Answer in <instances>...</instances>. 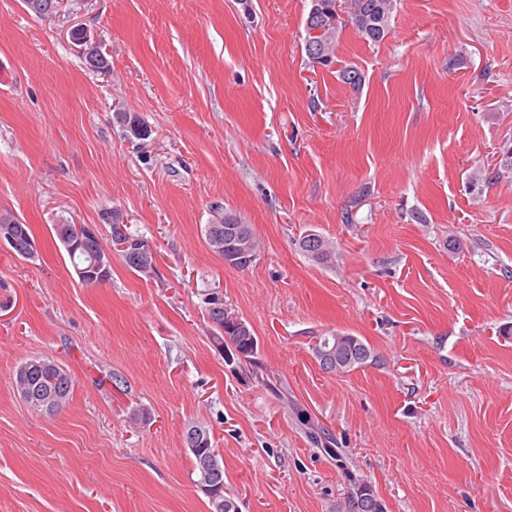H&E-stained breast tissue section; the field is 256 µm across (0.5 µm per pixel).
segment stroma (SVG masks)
I'll use <instances>...</instances> for the list:
<instances>
[{"label": "stroma", "instance_id": "stroma-1", "mask_svg": "<svg viewBox=\"0 0 512 512\" xmlns=\"http://www.w3.org/2000/svg\"><path fill=\"white\" fill-rule=\"evenodd\" d=\"M309 5L0 0V212L37 244L0 243V512H210L191 424L239 512H345L362 482L386 512H512V174L491 176L512 151V0H397L380 44L346 30L327 69L307 63ZM115 209L157 272L116 253L84 287L54 227L96 226L108 248ZM225 212L261 242L248 267L207 245ZM309 231L331 264L300 250ZM213 292L253 362L213 346ZM336 333L376 361L324 371L313 347ZM38 356L74 377L52 415L12 389ZM73 31L77 32L79 35L78 38L75 39V42L80 46V52L86 65L89 68L97 69L100 60L97 40L91 37L83 28H75ZM191 433H198L199 436H201V439H203L202 443L200 442L196 445L191 444ZM185 442L193 456L194 471L197 475L196 482L198 485L200 483H205L207 477L216 476L210 478L209 482L207 481V485H204V487L209 488L212 491L219 492L221 483L218 477H222L223 487L219 497L214 498L213 496L205 493L212 505V512H239L238 506L233 497L224 491V460L222 457H220L219 453L216 452L212 444L209 430L202 425H190L186 430ZM224 504L229 506L231 505V510H224Z\"/></svg>", "mask_w": 512, "mask_h": 512}]
</instances>
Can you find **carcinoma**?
I'll return each instance as SVG.
<instances>
[{
    "mask_svg": "<svg viewBox=\"0 0 512 512\" xmlns=\"http://www.w3.org/2000/svg\"><path fill=\"white\" fill-rule=\"evenodd\" d=\"M355 5L354 10L347 12V16L336 15V35H341L343 29L350 25L358 37L369 43L377 44L391 32V17L396 8V0H350ZM341 81L352 89L360 88L363 75L354 66H346L339 70ZM222 227L221 238L217 239L212 233L213 225L205 226L206 241L212 252L224 259V262L232 267L244 268L250 262L236 261L228 258L224 252V241L233 235H243L252 244H257L253 228L249 224H226L218 221ZM10 228L14 230L20 247L12 248V251L24 259L35 257L33 252H25L22 247L28 245V237L32 236L30 226L21 222L12 213H0V231ZM86 225L56 224L54 231L59 242L64 247L72 267L81 284L91 287L100 284L112 276V266L106 267V272H96L92 265V257L97 253H106L98 238H88L85 235ZM112 243L115 250L121 253L126 266L131 271L144 277H149L155 270V259L149 244L140 237L131 233L112 234ZM208 317L214 328L212 341L228 357L250 358L256 355L257 340L249 329H242L233 320H228L222 314L208 311ZM339 346L342 356L339 361L337 374L348 373L361 367L368 360L376 358L374 351L361 339L350 334H336L322 336L313 346L315 357H320L327 349ZM25 364L29 365L28 378L23 380L15 377L17 392L26 388H36V392L50 396L46 403L39 401H26L30 407L37 411L53 413L61 409L70 399L74 388V379L70 372L58 361L49 357H34ZM300 421L309 430L313 442L322 445L325 452L338 458L340 452L331 447L329 436L318 428L315 423L304 413L299 414ZM185 442L189 448L194 463V471L197 475V483L205 482L206 478L224 476V460L216 452L209 430L202 425L188 426L185 434ZM347 512H384L383 504L374 494L373 490L363 485L357 488L355 496L348 501Z\"/></svg>",
    "mask_w": 512,
    "mask_h": 512,
    "instance_id": "1",
    "label": "carcinoma"
}]
</instances>
